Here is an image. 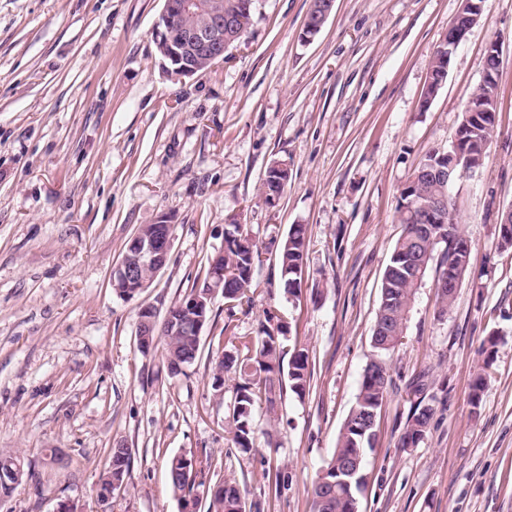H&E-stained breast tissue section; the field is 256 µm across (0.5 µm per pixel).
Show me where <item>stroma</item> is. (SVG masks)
Here are the masks:
<instances>
[{
  "label": "stroma",
  "instance_id": "1",
  "mask_svg": "<svg viewBox=\"0 0 512 512\" xmlns=\"http://www.w3.org/2000/svg\"><path fill=\"white\" fill-rule=\"evenodd\" d=\"M311 4L255 0L223 61L179 80L153 41L163 0H0V456L25 461L0 512L63 501L98 512L116 444L132 465L109 512H181L165 458L203 450L246 512H310L372 353L401 191L428 151L447 150L493 40L496 132L481 174L450 189L470 271L448 314L434 278L417 290L359 512H512V248L497 224L512 207V0H483L425 108L459 0H335L309 37ZM275 161L289 180L272 206L263 183ZM163 214L174 224L167 266L138 298L118 297L112 271L127 243ZM230 217L261 252L251 301L216 297L198 357L171 373L162 348L138 350V307L163 311L189 293ZM293 224L309 244L303 293L290 301L275 249ZM269 311L285 323L286 353L308 348L311 377L303 395L283 391L276 426L256 407L261 434L245 452L224 430L235 377L215 380L211 358L223 326L253 334ZM421 401L430 426L401 447ZM272 469L285 477L276 490Z\"/></svg>",
  "mask_w": 512,
  "mask_h": 512
}]
</instances>
